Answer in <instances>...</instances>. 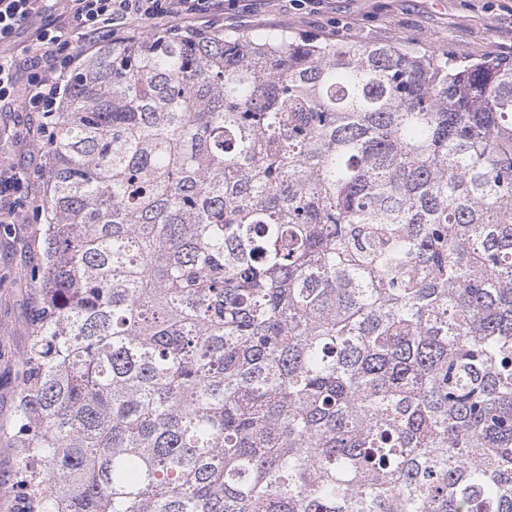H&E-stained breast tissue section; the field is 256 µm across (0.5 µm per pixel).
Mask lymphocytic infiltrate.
<instances>
[{
    "mask_svg": "<svg viewBox=\"0 0 512 512\" xmlns=\"http://www.w3.org/2000/svg\"><path fill=\"white\" fill-rule=\"evenodd\" d=\"M227 0H0V104L40 115L49 126L67 95L74 70L93 45L153 19L195 24L223 12ZM29 31L19 40L20 31ZM23 175L0 159V223L19 212L41 220L37 191H23Z\"/></svg>",
    "mask_w": 512,
    "mask_h": 512,
    "instance_id": "lymphocytic-infiltrate-1",
    "label": "lymphocytic infiltrate"
}]
</instances>
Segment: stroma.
<instances>
[{
  "label": "stroma",
  "instance_id": "obj_1",
  "mask_svg": "<svg viewBox=\"0 0 512 512\" xmlns=\"http://www.w3.org/2000/svg\"><path fill=\"white\" fill-rule=\"evenodd\" d=\"M207 30L228 35L286 31L337 43L399 41L459 58L512 57V0H240L211 16ZM33 112L0 109V156L29 170L28 145L39 140ZM44 227L14 224L0 232V483L16 468L11 432L21 364L33 334L39 293L26 269L39 260Z\"/></svg>",
  "mask_w": 512,
  "mask_h": 512
}]
</instances>
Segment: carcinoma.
Segmentation results:
<instances>
[{"instance_id":"1","label":"carcinoma","mask_w":512,"mask_h":512,"mask_svg":"<svg viewBox=\"0 0 512 512\" xmlns=\"http://www.w3.org/2000/svg\"><path fill=\"white\" fill-rule=\"evenodd\" d=\"M47 149L19 512H512V58L173 25Z\"/></svg>"}]
</instances>
